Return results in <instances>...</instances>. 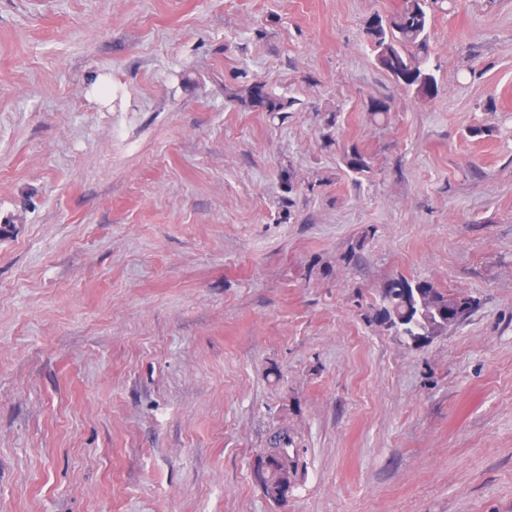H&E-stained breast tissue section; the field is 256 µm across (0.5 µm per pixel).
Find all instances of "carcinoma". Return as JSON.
<instances>
[{"label": "carcinoma", "instance_id": "cac0c4a2", "mask_svg": "<svg viewBox=\"0 0 512 512\" xmlns=\"http://www.w3.org/2000/svg\"><path fill=\"white\" fill-rule=\"evenodd\" d=\"M447 0H403L399 11L384 18L370 17L365 35L376 64L393 82L418 97L433 96L436 77L429 67V27L431 13L444 9ZM224 97L243 111L286 112L297 100L277 95L260 80L224 87ZM391 106L374 99L367 112L375 122L388 117ZM345 162L355 174L372 171L368 157L354 148ZM455 295L432 281L395 277L384 288L373 318L407 345H418L448 331V302ZM298 468L297 454L290 448L288 434L279 433L270 441L256 469V477L267 497L282 500L288 494Z\"/></svg>", "mask_w": 512, "mask_h": 512}]
</instances>
